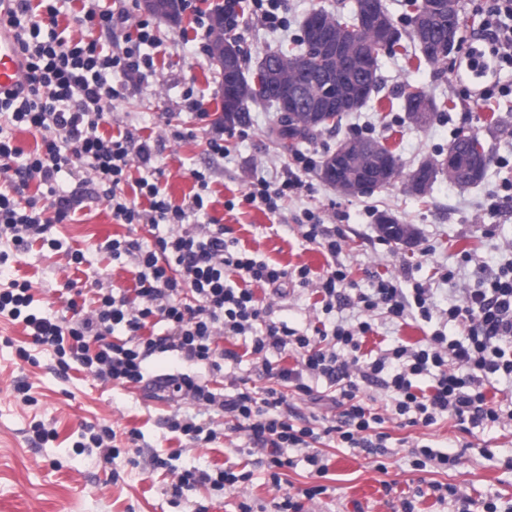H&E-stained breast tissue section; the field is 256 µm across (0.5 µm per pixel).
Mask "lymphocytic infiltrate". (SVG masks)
Segmentation results:
<instances>
[{
    "instance_id": "f902f5d3",
    "label": "lymphocytic infiltrate",
    "mask_w": 512,
    "mask_h": 512,
    "mask_svg": "<svg viewBox=\"0 0 512 512\" xmlns=\"http://www.w3.org/2000/svg\"><path fill=\"white\" fill-rule=\"evenodd\" d=\"M60 0H19L15 9L0 18V27L13 33L26 64L25 79L11 95L0 98V174L9 186L0 190V240L15 249L28 248L44 237L52 223L67 219L80 205V197L59 196L52 206L38 198L24 197L30 181H55L62 169L90 167L96 174L112 217L121 224L166 226L154 246L127 236L107 241L113 260L129 259L135 268V297L126 292L101 291L90 314L78 312L69 303L71 317L34 311V297L27 282L14 280L0 289V315L24 324L33 345L52 349L60 370L79 365L81 370L105 382L142 383L148 375L147 361L157 353L169 354L178 365L165 375L163 388L170 397L215 407L232 416L238 429L268 449L267 468L273 485H280L281 471L291 466L289 448L306 449L305 461L313 476H324L327 467L318 453L309 449L319 435L335 436L338 443L381 457L389 452L387 433L378 429L383 418L365 400L364 389L381 387L389 396L391 413L402 424L429 426L442 415L479 427L499 421V411L485 401L480 386L488 375L512 376V353L501 347L512 340V276L500 272L488 288L469 294L464 304L450 307L448 317L467 323L465 340H448L437 333L425 343L409 348L399 345L371 360L361 359L357 332L369 331L370 323L352 329L337 324L319 335L297 334L286 323L271 321V312L257 299L258 286L277 289L288 276L286 270L251 253L235 249L226 240L220 224H194L190 218L204 208L201 194L186 205L174 204L162 192L155 177L154 152L148 143L133 144L130 135L104 136L99 126L105 112L120 92L109 78L112 72L152 69L153 58L144 46L158 40L148 22H141L138 39L113 53H104L97 40L66 42L56 32ZM53 131L40 148L22 153L14 145L16 129ZM22 165H15L17 157ZM138 160L144 174L137 182L140 196L148 201L141 208L128 203L122 193L131 160ZM236 274L241 286L228 285V274ZM428 289L414 288L405 295L389 280H378L371 292L355 295L357 306L366 311L386 310L399 319L412 309L430 319ZM159 318L167 330L161 336L144 335L150 319ZM265 329L253 333L254 322ZM124 330L125 341L110 337ZM252 333V353L263 356L261 375L271 385L255 394L247 378H239L234 394L221 395L205 376L194 373L197 365L223 371L226 362L238 361L236 352L220 347L218 336ZM293 354L295 367L267 361V353ZM425 377L429 386H415ZM323 378L336 387L340 409L334 424L315 433L310 426L290 423L284 413L286 388L312 394L313 380ZM247 473L233 468L186 469L171 485L173 497L199 486L221 491L246 482Z\"/></svg>"
}]
</instances>
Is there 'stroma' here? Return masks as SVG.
Masks as SVG:
<instances>
[{
    "label": "stroma",
    "mask_w": 512,
    "mask_h": 512,
    "mask_svg": "<svg viewBox=\"0 0 512 512\" xmlns=\"http://www.w3.org/2000/svg\"><path fill=\"white\" fill-rule=\"evenodd\" d=\"M101 7L124 13L126 21L115 34L107 35L76 24L88 7L86 0H67L58 17L64 38L77 41L94 38L104 51H116L136 40L139 24L151 20L159 46L153 49L152 76L116 73L115 88L124 92L115 101L101 127L104 135L128 132L135 139L154 146L155 167L160 188L174 204L188 202L202 193L205 208L194 218L198 224H221L228 239L239 248L285 269L288 278L280 291L256 288L272 318L287 322L305 334L321 326L342 322L350 326L367 321L371 332L361 339L364 358L376 357L397 344L417 346L435 330L448 338H462L464 326L445 323L444 311L462 304L466 295L484 287L491 274L512 265V64L493 63L478 82L464 77L474 37L483 19L481 0H460L462 5L461 45L443 65L417 66L403 53L379 57L380 78L377 102L344 117L339 129L326 131L296 154H285L272 144L268 131L276 119L274 108L250 105L245 123L232 128L220 120L223 76L220 67L201 47L210 43L209 12L218 0H189L180 21L150 17L142 0H96ZM278 26L266 24L252 0H240L237 34L248 51L246 69H255L267 51L291 43L301 33V24L314 9L341 12L353 17L357 0H279ZM423 87L436 100H448L446 112L430 125L419 128L408 119L398 92L403 83ZM201 101L207 114L198 119L185 103L186 95ZM461 133L478 134L491 155L481 183L461 187L437 177L426 199L407 193L403 181L386 188L353 196L339 195L322 181L316 170L325 152L345 138L387 137L400 158L404 172L448 150ZM224 141L223 154H213L209 142ZM207 175V189H199L194 171ZM300 176L303 186L281 200L277 212L250 204L245 195L260 180L278 183L288 173ZM94 172L62 170L55 182L44 185L30 181L26 195L49 204L57 195L75 190L89 197L81 208L60 223L52 224L49 236L57 247L34 242L26 250L11 252L0 266V284L12 279L28 280L35 310L65 315L68 301L91 311L98 288L133 290L136 286L131 264L113 261L106 252V240L128 235L143 244L154 242L151 227L120 224L102 195L96 194ZM386 212L412 225L417 237L406 248L387 241L380 233L376 215ZM320 223L325 233L342 243L338 257L352 288H373L378 277L395 279L404 292L428 288L431 321L418 315L400 319L384 310L362 311L351 304L324 313L318 303L314 282L325 274L331 262L325 251L303 236L308 219ZM82 250L87 259L82 269L70 265L67 250ZM310 270L309 283H301L297 271ZM23 324L0 317V512H241L242 505L253 512H271L280 488H304L316 484L323 494L305 501L304 512H392L399 498L412 500L414 512H460L461 503L441 502L430 492V482L455 486L471 501L469 512H483V502L498 507L512 505V420L465 430L455 418L441 417L435 424L403 426L386 420L391 452L384 470L357 448H340L329 438L316 443L327 466L324 477L312 476L305 463L285 469L280 486H273L266 465V452L255 446L246 432L235 430L233 418L211 410L207 416L220 431V438L208 445H191L177 439L167 420L177 413H195L190 401H176L155 385L159 375L174 373L166 355L150 358L151 378L140 384L101 383L75 369L61 371L51 352L35 349V363L17 355L28 345ZM244 336L224 339L225 348L238 353L241 364H226L223 371L209 373L216 392L232 394L236 377L245 376L255 391H263L266 378L256 371L261 356L251 354ZM30 385L34 405L17 400L16 382ZM317 397L297 392L288 394V417L296 425L315 430L332 424L339 414L327 380L314 384ZM43 421L57 436L47 443L34 441L31 425ZM101 422L112 427L115 445L127 447L131 430L140 438L139 466L119 457L105 465L99 454L77 453L73 443L83 424ZM419 442L459 454L456 468L447 471H418L412 466L408 444ZM168 459L164 469H152L153 456ZM227 466L249 472L238 487L222 492L197 487L182 498L171 497L169 488L182 470ZM119 479H112V471ZM392 493H385V484Z\"/></svg>",
    "instance_id": "stroma-1"
}]
</instances>
